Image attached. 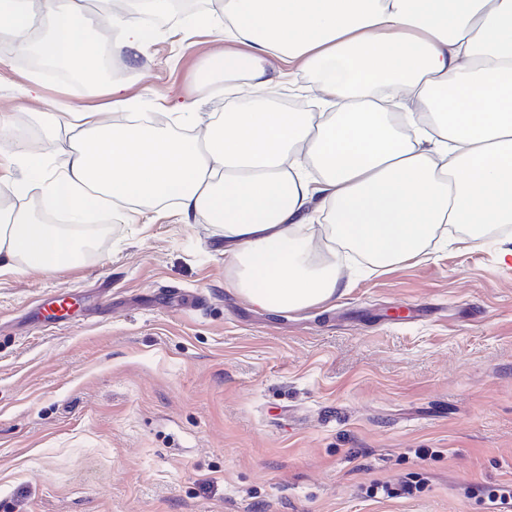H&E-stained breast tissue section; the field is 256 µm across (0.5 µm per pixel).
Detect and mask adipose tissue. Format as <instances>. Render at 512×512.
I'll return each instance as SVG.
<instances>
[{
	"instance_id": "adipose-tissue-1",
	"label": "adipose tissue",
	"mask_w": 512,
	"mask_h": 512,
	"mask_svg": "<svg viewBox=\"0 0 512 512\" xmlns=\"http://www.w3.org/2000/svg\"><path fill=\"white\" fill-rule=\"evenodd\" d=\"M112 52L151 39L126 6L105 0ZM84 0H0V37L16 50L77 64L106 111L69 106L42 114L46 136L71 134L65 164L49 169L13 137L22 178L50 212L82 223L96 206L119 210L175 201L185 223L224 228L236 293L260 308L300 310L342 293L335 260L314 263L305 224L325 217L328 239L375 266L422 255L438 225L512 224V0H224L193 25L222 34L227 50L204 66L200 97L223 92L225 111L181 102L178 136L155 122L112 113L121 86L96 77L100 36L88 37ZM287 63L273 69L271 59ZM306 73L317 111L288 112L271 99L288 74ZM224 78L216 84L214 75ZM75 249L69 227L0 207V276L53 271Z\"/></svg>"
}]
</instances>
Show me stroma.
Here are the masks:
<instances>
[{
	"instance_id": "35a3bbf8",
	"label": "stroma",
	"mask_w": 512,
	"mask_h": 512,
	"mask_svg": "<svg viewBox=\"0 0 512 512\" xmlns=\"http://www.w3.org/2000/svg\"><path fill=\"white\" fill-rule=\"evenodd\" d=\"M223 48L165 18L137 57H111L112 78L167 126ZM63 102L106 98L0 58V110L54 168L69 135L47 139L38 115ZM506 248L512 231L490 224L479 242L440 229L425 258L385 269L348 251L343 295L269 311L231 288L221 227L128 206L94 258L0 276V512H500ZM61 295L72 307L50 318ZM375 483L388 495L367 497Z\"/></svg>"
}]
</instances>
